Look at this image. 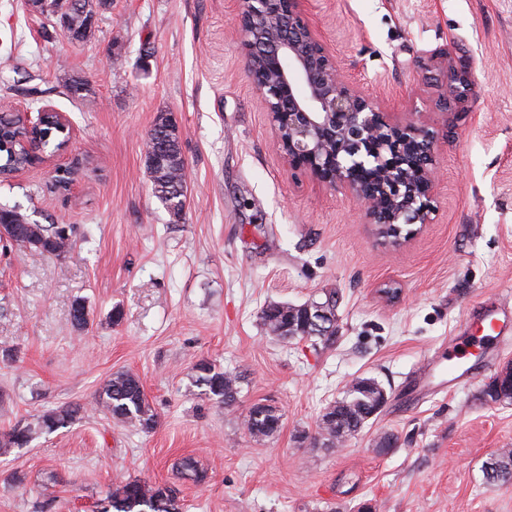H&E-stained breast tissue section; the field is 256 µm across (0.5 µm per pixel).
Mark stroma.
Masks as SVG:
<instances>
[{"label":"stroma","instance_id":"35a3bbf8","mask_svg":"<svg viewBox=\"0 0 512 512\" xmlns=\"http://www.w3.org/2000/svg\"><path fill=\"white\" fill-rule=\"evenodd\" d=\"M234 7L110 0L74 43L52 14L0 0V113L49 105L73 129L66 150L0 182V206L76 240L60 258L0 246V434L82 406L68 428L0 455V512H92L124 478L175 481L185 456L209 479L181 484L184 512H512V484L484 473L512 448V403L484 395L512 362V330L448 381L452 352L483 333L481 308L512 320V0H305L344 74L385 111L416 112L437 141L433 221L398 249L354 198L288 164ZM439 51L471 71L462 111L443 112L442 87L424 82L419 64ZM74 77L83 96L65 90ZM163 114L186 159L177 222L145 165ZM61 168L77 171L64 189ZM331 288L333 345L265 333L263 306ZM204 360L243 375L233 406L196 384ZM118 371L140 378L153 431L97 410ZM357 377L385 387L380 414L336 451L301 444ZM257 403L280 410L275 436L243 428ZM386 432L397 442L382 452Z\"/></svg>","mask_w":512,"mask_h":512}]
</instances>
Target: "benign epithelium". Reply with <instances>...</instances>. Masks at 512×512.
I'll use <instances>...</instances> for the list:
<instances>
[{
    "mask_svg": "<svg viewBox=\"0 0 512 512\" xmlns=\"http://www.w3.org/2000/svg\"><path fill=\"white\" fill-rule=\"evenodd\" d=\"M305 0H237L235 23L243 39L245 64L262 94L289 164L318 181L348 192L362 205L364 220L376 234L400 246L431 223L436 143L424 127L404 112H385L356 84L348 81L325 43L302 15ZM68 31L71 5L64 0H40ZM450 69L448 102L461 103L471 78ZM420 153L422 191L407 189L414 165L392 164V155ZM360 171L371 180L356 178Z\"/></svg>",
    "mask_w": 512,
    "mask_h": 512,
    "instance_id": "benign-epithelium-1",
    "label": "benign epithelium"
}]
</instances>
